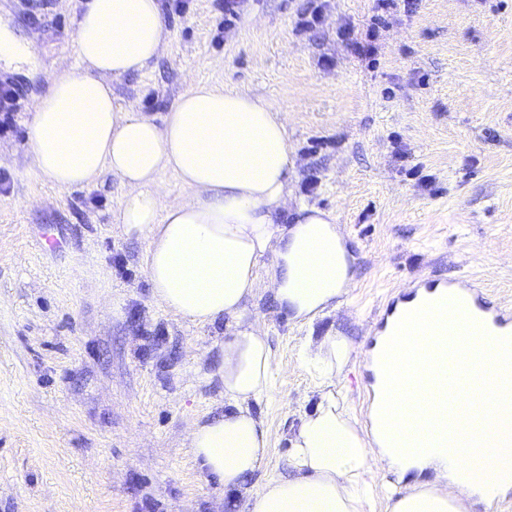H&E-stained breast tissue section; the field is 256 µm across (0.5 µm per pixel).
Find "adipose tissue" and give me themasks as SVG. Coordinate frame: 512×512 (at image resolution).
<instances>
[{"label": "adipose tissue", "instance_id": "adipose-tissue-1", "mask_svg": "<svg viewBox=\"0 0 512 512\" xmlns=\"http://www.w3.org/2000/svg\"><path fill=\"white\" fill-rule=\"evenodd\" d=\"M167 30L158 0H87L74 29L83 70L59 68L33 104L25 150L41 176L61 189L83 187L111 172L125 188L114 222L146 244L145 273L156 302L182 320L205 325L227 319L216 374L224 413L195 424L189 448L201 470L228 489L244 490L248 512H365L378 493L372 475L387 463L399 475L434 468L437 480L415 483L387 498V512H465V499L512 488V427L498 419L512 398L496 395L493 374L512 354L480 331L461 334L459 356L476 368L460 373L453 398L468 445L448 446L440 427L446 398L408 371L379 384V401L404 436L399 447L374 449L337 389L356 350L347 337H305L300 354L318 372L316 400L290 439L286 476L245 489L261 470L269 435L252 411L268 399L280 372L269 338L248 306L262 288L280 308L313 321L335 307L351 282L345 239L330 213L288 212L293 166L287 124L276 107L232 87L198 81L162 121L122 106L111 82L144 69L159 55ZM171 171L187 198L167 200L158 181ZM273 264L259 269L265 256ZM414 329L397 348L398 363L437 354V322L447 308L416 297Z\"/></svg>", "mask_w": 512, "mask_h": 512}]
</instances>
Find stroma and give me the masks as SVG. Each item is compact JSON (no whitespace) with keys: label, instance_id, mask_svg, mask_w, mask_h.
Masks as SVG:
<instances>
[{"label":"stroma","instance_id":"1","mask_svg":"<svg viewBox=\"0 0 512 512\" xmlns=\"http://www.w3.org/2000/svg\"><path fill=\"white\" fill-rule=\"evenodd\" d=\"M160 0L168 38L140 73L113 80L122 105L158 119L191 82L272 102L288 124L291 205L335 216L353 285L313 326L271 290L249 306L282 374L256 405L270 446L256 488L286 474L312 407L304 336L357 350L340 384L364 420L367 347L383 304L423 274L477 276L512 306V0ZM84 0H0L43 73L82 70ZM371 41L356 53L353 41ZM23 93L0 133V512H243L240 491L202 473L188 448L224 412L215 374L225 320L198 326L152 297L144 242L113 221L124 187L105 172L62 190L24 145L44 78L0 67Z\"/></svg>","mask_w":512,"mask_h":512}]
</instances>
